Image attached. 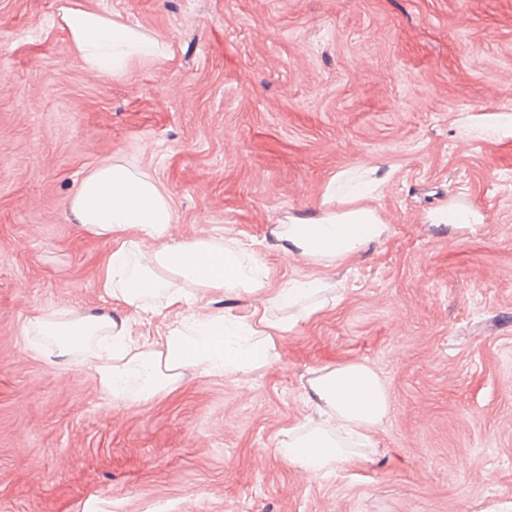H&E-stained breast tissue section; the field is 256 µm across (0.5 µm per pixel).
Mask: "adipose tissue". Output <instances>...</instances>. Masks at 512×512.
I'll use <instances>...</instances> for the list:
<instances>
[{"instance_id": "adipose-tissue-1", "label": "adipose tissue", "mask_w": 512, "mask_h": 512, "mask_svg": "<svg viewBox=\"0 0 512 512\" xmlns=\"http://www.w3.org/2000/svg\"><path fill=\"white\" fill-rule=\"evenodd\" d=\"M71 42L89 69L104 77L127 71L133 59L151 54L153 41L135 26L86 10L60 15ZM391 176L373 167L368 178L336 173L312 217L294 216L278 236L284 252L327 268L381 241L389 230L370 195ZM82 230L111 241L101 288L125 307L122 316H77L37 312L27 323L48 337L52 356L80 357L112 400L147 403L179 387L184 368L199 374L249 377L279 356V338L317 313L322 279L294 281L268 293L254 255L213 238L170 240L173 213L168 196L149 175L125 161L92 169L67 203ZM247 293L259 302L250 319L208 313L206 294ZM191 312L166 335L141 340L136 324L158 308ZM307 400L328 415L325 426L287 433L277 448L290 463L326 475L351 456L349 440L367 439L391 409L380 376L367 364L348 362L317 371Z\"/></svg>"}]
</instances>
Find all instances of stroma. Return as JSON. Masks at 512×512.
<instances>
[{
  "label": "stroma",
  "mask_w": 512,
  "mask_h": 512,
  "mask_svg": "<svg viewBox=\"0 0 512 512\" xmlns=\"http://www.w3.org/2000/svg\"><path fill=\"white\" fill-rule=\"evenodd\" d=\"M98 11L155 40L107 78L59 21ZM512 0H0V512H484L512 503ZM123 159L156 179L178 240L254 250L269 291L321 277L323 309L249 379L182 372L106 398L27 335L35 313L115 314L111 244L65 211ZM391 178L384 240L330 268L284 253L341 170ZM466 200L481 224L426 223ZM372 365L392 403L370 447L308 476L275 448L320 426L315 371ZM469 129L488 140L512 136V115L502 112L485 113L479 116L478 122L470 123Z\"/></svg>",
  "instance_id": "35a3bbf8"
}]
</instances>
